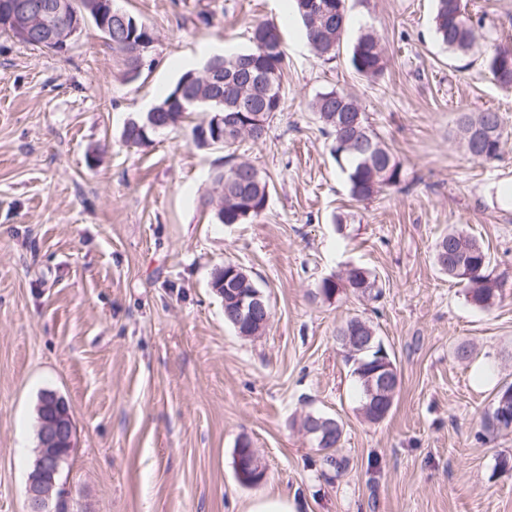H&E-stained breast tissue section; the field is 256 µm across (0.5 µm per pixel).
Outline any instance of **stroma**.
<instances>
[{
  "mask_svg": "<svg viewBox=\"0 0 512 512\" xmlns=\"http://www.w3.org/2000/svg\"><path fill=\"white\" fill-rule=\"evenodd\" d=\"M117 3L156 37L134 76L91 25L64 55L0 35V512H26L49 391L77 432L61 476L73 512H249L276 494L296 512H512V433L485 436L512 383V90L484 67L512 35V0H470L485 26L465 57L437 40L433 0H347L350 26L327 62L276 0ZM265 20L287 54L283 108L237 155L266 173L270 197L248 223L221 224L203 198L224 150L196 148L186 125L141 147L122 131L184 66L247 48ZM366 26L387 60L375 79L349 64ZM331 89L358 102L403 166L404 182L376 199L351 198L310 108ZM487 109L509 137L479 163L457 120ZM451 227L482 242L506 281L491 309L434 264ZM227 262L269 304L259 336L224 319L211 282ZM353 265L377 274L381 295L324 300L322 279ZM355 316L400 381L377 424L359 412L336 339ZM309 412L341 423L345 470L322 467L299 429ZM244 439L266 467L251 488L235 478Z\"/></svg>",
  "mask_w": 512,
  "mask_h": 512,
  "instance_id": "obj_1",
  "label": "stroma"
}]
</instances>
